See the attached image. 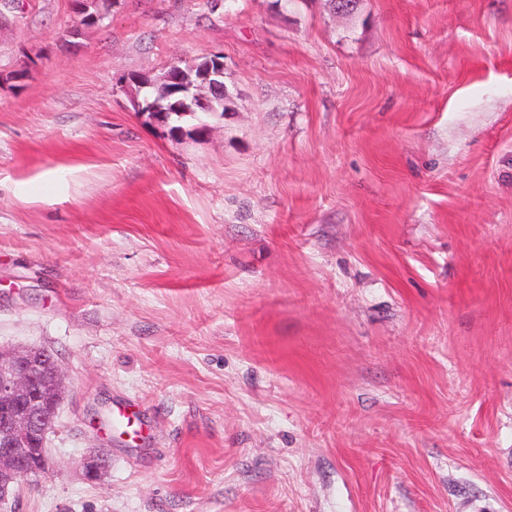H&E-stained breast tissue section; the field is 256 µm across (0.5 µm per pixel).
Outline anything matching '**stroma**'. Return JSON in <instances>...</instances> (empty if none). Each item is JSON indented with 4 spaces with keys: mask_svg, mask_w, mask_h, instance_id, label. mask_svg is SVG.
I'll use <instances>...</instances> for the list:
<instances>
[{
    "mask_svg": "<svg viewBox=\"0 0 512 512\" xmlns=\"http://www.w3.org/2000/svg\"><path fill=\"white\" fill-rule=\"evenodd\" d=\"M99 10L0 0V348L66 375L5 512H512V0ZM224 66L222 54L211 55L185 68L173 63L159 81L145 80L138 85L133 106L136 112L163 126H170L169 112H181L182 117H195L200 122L199 128L206 129L207 124L196 113L219 112L216 102L224 112ZM144 88H153L155 95L140 97Z\"/></svg>",
    "mask_w": 512,
    "mask_h": 512,
    "instance_id": "stroma-1",
    "label": "stroma"
}]
</instances>
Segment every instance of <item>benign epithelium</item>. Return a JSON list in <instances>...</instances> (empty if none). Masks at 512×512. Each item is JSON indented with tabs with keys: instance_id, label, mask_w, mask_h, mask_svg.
Returning <instances> with one entry per match:
<instances>
[{
	"instance_id": "benign-epithelium-1",
	"label": "benign epithelium",
	"mask_w": 512,
	"mask_h": 512,
	"mask_svg": "<svg viewBox=\"0 0 512 512\" xmlns=\"http://www.w3.org/2000/svg\"><path fill=\"white\" fill-rule=\"evenodd\" d=\"M81 25H96L102 19L98 0H75ZM152 88V95H135L133 106L141 115L170 125L168 113L198 117L212 114L224 104V55L216 54L185 68L174 63L157 81L145 80L139 89ZM43 360L37 348H0V503L15 488L51 466L40 460L37 445L55 426L56 402L63 395L64 374L55 357L50 372L41 371ZM83 475L97 480L104 468L103 455L91 451L81 462Z\"/></svg>"
}]
</instances>
